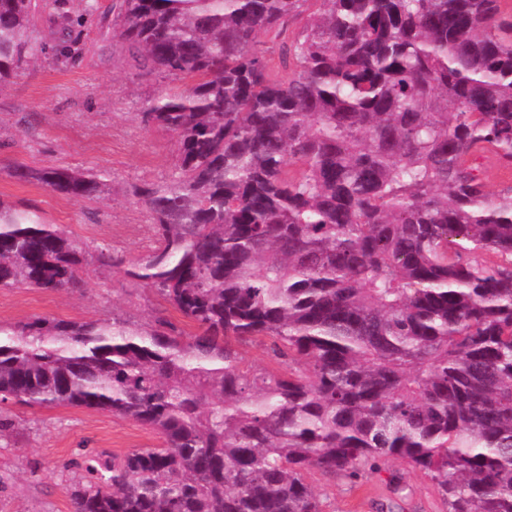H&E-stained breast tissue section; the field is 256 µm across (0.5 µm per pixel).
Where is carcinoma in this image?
<instances>
[{
	"label": "carcinoma",
	"instance_id": "carcinoma-1",
	"mask_svg": "<svg viewBox=\"0 0 512 512\" xmlns=\"http://www.w3.org/2000/svg\"><path fill=\"white\" fill-rule=\"evenodd\" d=\"M43 0H0V86ZM112 42L171 180L134 188L155 246L126 274L195 327L0 326V404L161 440L93 457L74 512H321L307 479L402 459L448 512H512V14L502 0H114ZM302 22L288 34L290 23ZM280 40L275 78L258 49ZM93 200L98 174L17 168ZM86 249L0 203V288L80 287ZM268 341L252 371L238 346ZM482 177L490 192H497L512 181V166L504 167L495 159L485 160L482 168Z\"/></svg>",
	"mask_w": 512,
	"mask_h": 512
}]
</instances>
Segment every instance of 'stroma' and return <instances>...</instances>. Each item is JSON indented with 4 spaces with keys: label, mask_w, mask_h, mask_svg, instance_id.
Returning a JSON list of instances; mask_svg holds the SVG:
<instances>
[{
    "label": "stroma",
    "mask_w": 512,
    "mask_h": 512,
    "mask_svg": "<svg viewBox=\"0 0 512 512\" xmlns=\"http://www.w3.org/2000/svg\"><path fill=\"white\" fill-rule=\"evenodd\" d=\"M111 0H98L84 15L70 0V21L82 35L77 61L58 58L53 15L42 14L35 38L38 60L0 87V202L36 212L86 242L87 273L80 290L51 293L20 286L0 289V325L34 317L81 321L120 316L134 323L179 313L144 283L119 268L100 266L95 250L107 248L132 263L155 244L152 220L130 187L173 177L170 136L140 121L142 101L178 90L179 77L141 76L127 53L112 44ZM68 167L104 174L109 184L93 200L68 198L41 183L19 180L14 168ZM12 421L0 439V512H73L69 490L84 482L93 454L122 455L156 443L138 423L79 408L0 406ZM322 512H447L436 487L401 460L358 474L311 473Z\"/></svg>",
    "instance_id": "obj_1"
}]
</instances>
